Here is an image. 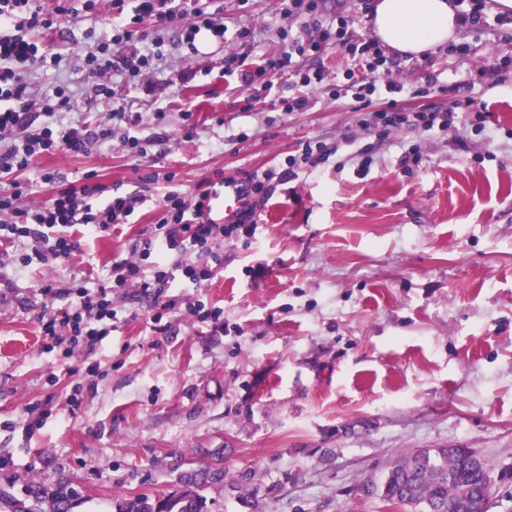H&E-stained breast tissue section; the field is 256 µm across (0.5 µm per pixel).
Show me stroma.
Instances as JSON below:
<instances>
[{"instance_id": "35a3bbf8", "label": "stroma", "mask_w": 512, "mask_h": 512, "mask_svg": "<svg viewBox=\"0 0 512 512\" xmlns=\"http://www.w3.org/2000/svg\"><path fill=\"white\" fill-rule=\"evenodd\" d=\"M213 5L224 39L199 35L193 54L178 25L143 21L146 41H164L146 87L112 79L115 100L140 116L142 153L117 135L0 179L2 191L25 183L32 204L52 194L43 170L71 180L93 170L143 198L108 232L70 228L69 257L32 239L0 252V490L23 498L31 479L67 494L68 512H117L136 495L178 493L180 472L220 465L253 480L207 489L209 512H403L362 494L363 482L401 453L448 446L477 452L492 471L489 512H512V66L501 65L512 59V29L463 27L465 55L442 46L392 68L409 88L435 80L437 91L407 98L414 111L446 108L456 86H471L491 113L485 131L460 121L382 140L338 93L352 63L335 47L293 57L267 89L225 73V58L242 51L240 28L251 32L245 69L281 57L283 34L300 25L282 0ZM109 15L104 2L67 17L50 40L60 66L27 73L38 92L72 96L60 127L90 131L109 117L110 103L84 102L92 80L70 61L85 35H108ZM308 70L323 71L324 84L303 110L282 111ZM189 109L197 134L185 141ZM304 141L321 146L324 162L283 181ZM413 146L423 159L408 171ZM256 170L271 174L269 200L253 207L256 229L211 240L224 266L201 287L175 278L166 310L138 288L115 289L112 333L95 350H70L62 327L46 348L42 317L68 306L85 273L103 282L134 261L154 274L145 241L166 174L189 196L205 178ZM197 301L220 320L189 316Z\"/></svg>"}]
</instances>
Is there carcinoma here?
I'll return each mask as SVG.
<instances>
[{
  "instance_id": "obj_1",
  "label": "carcinoma",
  "mask_w": 512,
  "mask_h": 512,
  "mask_svg": "<svg viewBox=\"0 0 512 512\" xmlns=\"http://www.w3.org/2000/svg\"><path fill=\"white\" fill-rule=\"evenodd\" d=\"M490 467L467 448H424L401 454L378 479L364 483L367 495H377L394 507L412 506L417 512H459L455 502L466 488L481 491ZM230 480L241 486L251 482L247 472L229 475L222 467L191 469L180 476L181 486L193 485L194 500L173 495L162 500L135 496L119 505V512H207L205 489ZM13 512H61L62 501L52 502L37 485L27 497L14 500Z\"/></svg>"
}]
</instances>
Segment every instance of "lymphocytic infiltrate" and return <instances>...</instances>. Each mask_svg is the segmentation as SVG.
Segmentation results:
<instances>
[{"instance_id":"lymphocytic-infiltrate-1","label":"lymphocytic infiltrate","mask_w":512,"mask_h":512,"mask_svg":"<svg viewBox=\"0 0 512 512\" xmlns=\"http://www.w3.org/2000/svg\"><path fill=\"white\" fill-rule=\"evenodd\" d=\"M53 10H45L42 0H0V140L10 139L6 151H0V176L28 169L36 157L65 150L74 154L86 152L88 140L79 128L67 131L54 128V119L60 110L69 108L71 99L65 91H56L50 98H38L24 78L31 66H59L62 56L45 43L30 39L33 31L57 28L72 13L73 0H55ZM112 34L100 41L95 50L80 52L76 61L96 77L95 96L108 100L112 97L113 75L145 76L154 58L153 53L138 49L139 24L147 18L160 23H173L181 19L184 11L181 0H112ZM193 20L182 31L183 42L194 45L200 33L211 38H223L227 32L224 17L213 9L211 0H194ZM287 15L301 20L300 35L289 38L282 57L268 59L263 65L243 71L244 55L225 59V72L242 71L245 85L269 87L270 76L285 67L293 56H312L323 46L333 45L347 53L354 67L347 76L348 88L356 109L371 110L378 138H387L393 130L414 126L423 131L445 130L455 124L459 113H467L468 124L484 131L488 115L477 106L468 86L456 89L455 98L444 109L408 111L402 102L406 92L403 84L389 80L393 59L377 39L358 37L349 27L346 16H337L334 22L323 20L319 0H288ZM41 179L54 188L45 201L20 208L24 195L21 184L12 191H0V240L16 242L23 238L40 239L45 229L62 227L51 252L59 257L68 256L74 243L65 233L74 225L84 226L87 233L107 232L111 225L125 223L141 198L122 193L119 186L98 182L95 171L85 172L71 182L61 181L56 172L44 170ZM216 183L205 179L192 196L171 190L164 197L163 212L159 219L163 232L154 234L146 244L158 257L169 252L196 251L207 254L205 267H184L183 277L191 287H200L213 272L222 268V254L209 248L215 236L233 237L238 224H214L208 221L207 211L216 197ZM123 273L117 283L104 282L97 289L79 287V299L68 309L59 311L42 326L47 339H55L57 326L67 327L73 346L95 349L112 332L115 313L109 295L113 286L139 288L143 294L163 298L171 274L164 269L146 276L134 262L122 265Z\"/></svg>"}]
</instances>
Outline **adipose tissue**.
Returning <instances> with one entry per match:
<instances>
[{
  "label": "adipose tissue",
  "instance_id": "obj_1",
  "mask_svg": "<svg viewBox=\"0 0 512 512\" xmlns=\"http://www.w3.org/2000/svg\"><path fill=\"white\" fill-rule=\"evenodd\" d=\"M459 27L452 0H375L374 35L410 58L456 40Z\"/></svg>",
  "mask_w": 512,
  "mask_h": 512
}]
</instances>
